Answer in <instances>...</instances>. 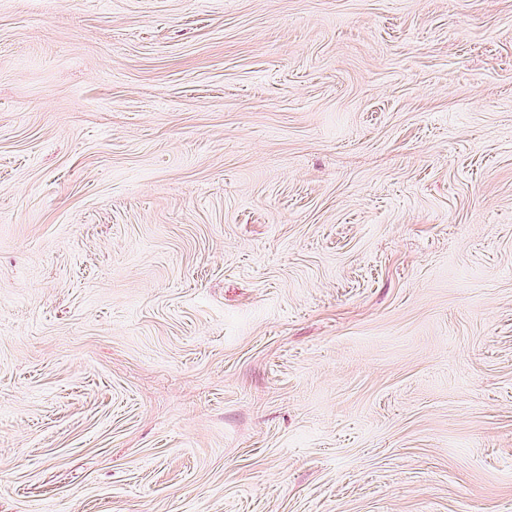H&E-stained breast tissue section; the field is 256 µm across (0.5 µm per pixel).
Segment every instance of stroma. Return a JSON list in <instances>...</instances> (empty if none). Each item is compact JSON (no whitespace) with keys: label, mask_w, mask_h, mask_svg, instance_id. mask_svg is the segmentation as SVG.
Wrapping results in <instances>:
<instances>
[{"label":"stroma","mask_w":512,"mask_h":512,"mask_svg":"<svg viewBox=\"0 0 512 512\" xmlns=\"http://www.w3.org/2000/svg\"><path fill=\"white\" fill-rule=\"evenodd\" d=\"M0 512H512V0H0Z\"/></svg>","instance_id":"stroma-1"}]
</instances>
